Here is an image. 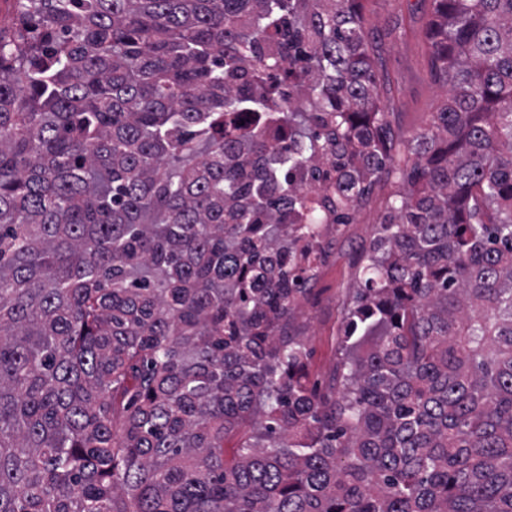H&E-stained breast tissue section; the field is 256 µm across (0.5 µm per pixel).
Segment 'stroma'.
I'll return each mask as SVG.
<instances>
[{
  "label": "stroma",
  "instance_id": "35a3bbf8",
  "mask_svg": "<svg viewBox=\"0 0 512 512\" xmlns=\"http://www.w3.org/2000/svg\"><path fill=\"white\" fill-rule=\"evenodd\" d=\"M431 18V0H368L366 4L365 26L376 47L373 67L383 106L401 140L427 128L444 96L430 73L424 38ZM402 189L395 179L378 184L353 222L338 227L327 260L311 283V299L296 316L294 326L308 342L310 370L320 383L329 381L342 358L340 310L358 286L357 266L386 213L389 196Z\"/></svg>",
  "mask_w": 512,
  "mask_h": 512
}]
</instances>
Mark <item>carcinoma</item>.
<instances>
[{"label":"carcinoma","instance_id":"cac0c4a2","mask_svg":"<svg viewBox=\"0 0 512 512\" xmlns=\"http://www.w3.org/2000/svg\"><path fill=\"white\" fill-rule=\"evenodd\" d=\"M366 0H17L0 28V512H512V0H432L429 127L393 142ZM288 16L326 114L280 108ZM248 106L251 128L226 116ZM332 147L336 204L290 184ZM399 176L345 357L287 332L296 243ZM238 438L232 460L224 442Z\"/></svg>","mask_w":512,"mask_h":512}]
</instances>
